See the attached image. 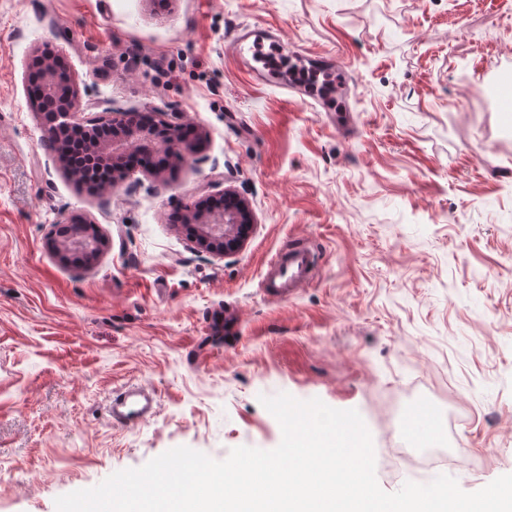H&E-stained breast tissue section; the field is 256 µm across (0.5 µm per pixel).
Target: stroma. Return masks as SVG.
I'll return each instance as SVG.
<instances>
[{"label": "stroma", "instance_id": "35a3bbf8", "mask_svg": "<svg viewBox=\"0 0 512 512\" xmlns=\"http://www.w3.org/2000/svg\"><path fill=\"white\" fill-rule=\"evenodd\" d=\"M507 31L489 34L492 22ZM271 27L344 72V115L256 82L226 51ZM67 62L79 118L151 112L202 129L161 175L91 194L63 168L32 105L35 51ZM512 0H0V512H56L187 446L216 460L276 448L260 396L354 409L376 477L408 467L418 418L463 491L512 474ZM234 191L243 248H199L173 218ZM84 216L96 259L63 260L58 225ZM312 283L276 300L262 281L293 240ZM153 390L156 417L112 422L113 388Z\"/></svg>", "mask_w": 512, "mask_h": 512}]
</instances>
